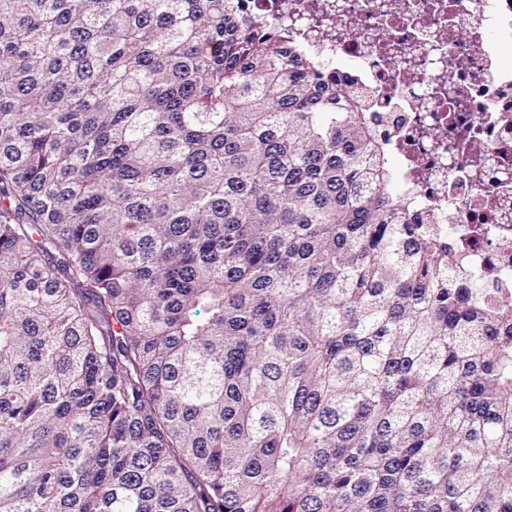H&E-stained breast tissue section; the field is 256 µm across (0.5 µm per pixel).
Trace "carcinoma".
<instances>
[{
	"label": "carcinoma",
	"instance_id": "cac0c4a2",
	"mask_svg": "<svg viewBox=\"0 0 512 512\" xmlns=\"http://www.w3.org/2000/svg\"><path fill=\"white\" fill-rule=\"evenodd\" d=\"M242 0H0V512H512V309Z\"/></svg>",
	"mask_w": 512,
	"mask_h": 512
}]
</instances>
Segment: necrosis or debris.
<instances>
[{
    "label": "necrosis or debris",
    "instance_id": "1",
    "mask_svg": "<svg viewBox=\"0 0 512 512\" xmlns=\"http://www.w3.org/2000/svg\"><path fill=\"white\" fill-rule=\"evenodd\" d=\"M343 61L412 212L512 308V0H243Z\"/></svg>",
    "mask_w": 512,
    "mask_h": 512
}]
</instances>
